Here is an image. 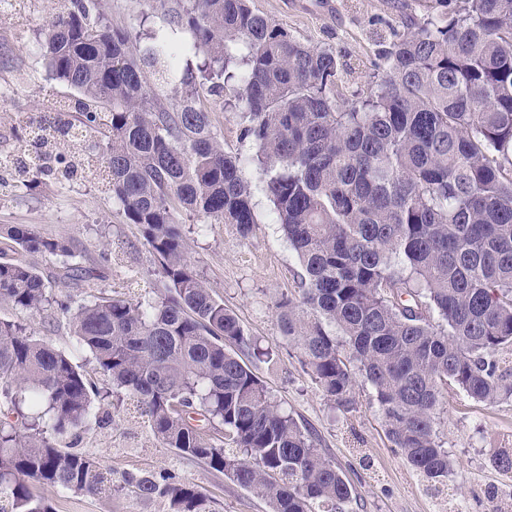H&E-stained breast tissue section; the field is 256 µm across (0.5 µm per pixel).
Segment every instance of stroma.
<instances>
[{
  "label": "stroma",
  "mask_w": 512,
  "mask_h": 512,
  "mask_svg": "<svg viewBox=\"0 0 512 512\" xmlns=\"http://www.w3.org/2000/svg\"><path fill=\"white\" fill-rule=\"evenodd\" d=\"M179 5L180 0H168L163 8L154 0H107L104 12L113 28L128 30L145 48L164 37L191 42L188 30L170 26L165 16L166 10ZM407 5L418 7L419 0H251L253 9L303 43L336 49L350 67L349 81L357 89L366 87L376 73L390 31L400 27ZM54 7L55 0H30L29 19L23 25L0 15V156L15 153L20 124L75 96L73 89L51 76L43 57ZM197 90L198 103L210 112L225 152L249 154L251 145L241 137L232 93L213 96L202 84ZM253 203L257 222L246 238L234 225L206 224L179 211L189 256L244 329L262 347L272 349L271 361L251 358L248 366L273 399L313 431L320 452L351 484L354 512H488L492 492L503 507L512 506V473L499 471L491 462L497 449L512 448V401L486 404L456 387L448 388L436 429L453 467L437 491L389 440L369 384L359 383L356 404L348 411L326 398L303 365L300 346L283 338L276 317V300L296 288L297 257L273 222L271 202L258 193ZM15 224L32 226L43 238L70 243L84 271L73 280H63L57 261L29 252L21 258L77 299L89 301L111 290L154 297L163 289L151 249L139 229L123 221L118 205L98 180L63 183L45 177L38 187L28 189L17 177L6 176L0 185V225ZM106 249L111 250V259H104ZM0 318L25 324L59 349H74L75 338L66 324L51 325L42 315L5 304L0 305ZM101 407L110 410V421L80 433L75 446L92 453L113 477L166 469L207 494L212 512H267L264 500L223 473L161 447L133 409L114 410L106 401ZM33 492L54 512H165L161 502L137 500L118 490L93 496L38 484Z\"/></svg>",
  "instance_id": "stroma-1"
}]
</instances>
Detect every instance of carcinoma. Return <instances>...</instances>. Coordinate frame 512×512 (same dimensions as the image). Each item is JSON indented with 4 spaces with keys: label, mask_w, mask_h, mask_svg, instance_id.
Listing matches in <instances>:
<instances>
[{
    "label": "carcinoma",
    "mask_w": 512,
    "mask_h": 512,
    "mask_svg": "<svg viewBox=\"0 0 512 512\" xmlns=\"http://www.w3.org/2000/svg\"><path fill=\"white\" fill-rule=\"evenodd\" d=\"M57 2L47 68L76 92L81 133L46 120L33 140L21 126L36 156L16 171L36 182L58 140L91 139L81 165L106 176L167 294L79 302L37 266L0 257V304L66 322L111 383L101 393L70 354L0 319V512H53L33 482L112 491V473L67 442L104 421L93 404L112 394L136 403L161 446L268 512H350L351 487L315 435L242 360L272 353L196 273L176 219L179 207L245 238L258 190L302 267L296 293L276 302L282 335L335 405L353 408L357 378L367 381L391 443L442 483L452 461L435 420L448 385L487 404L512 400V0H425L423 15L391 32L375 81L349 95L335 50L301 42L249 0H185L173 22L193 44L143 51L107 24L103 0ZM197 49L210 92L233 87L254 154L224 153L193 73L175 109L155 104L146 68L165 80L167 60ZM248 162L265 175L255 187L240 175ZM0 235L59 261L65 278L82 275L65 240L29 225ZM121 488L165 512H211L167 471L127 473Z\"/></svg>",
    "instance_id": "carcinoma-1"
}]
</instances>
